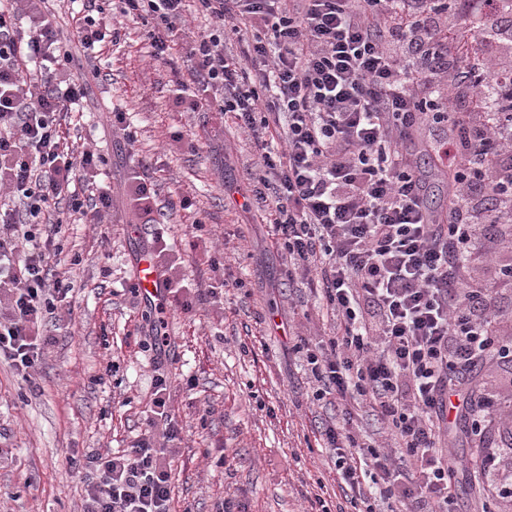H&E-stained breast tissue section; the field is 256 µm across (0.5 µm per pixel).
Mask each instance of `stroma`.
I'll return each instance as SVG.
<instances>
[{
  "label": "stroma",
  "mask_w": 512,
  "mask_h": 512,
  "mask_svg": "<svg viewBox=\"0 0 512 512\" xmlns=\"http://www.w3.org/2000/svg\"><path fill=\"white\" fill-rule=\"evenodd\" d=\"M207 25L188 15L166 61L150 57L139 21L126 22L120 44L99 54L103 77L75 120L106 158L112 221L63 227L71 313L48 320L53 343L34 381L0 361V512H81L84 457L127 448L152 415L149 306L124 289L139 253L152 246L125 195L141 155L157 161L159 200L192 202L167 218L166 276L208 285L214 255L242 280L193 312L166 316L168 394L181 428L173 512H212L228 497L249 512H303L310 492L332 508L345 501L316 430L330 410L312 403L306 360L288 341L292 330L322 335V322L304 285H286L287 260L271 226L242 207L255 146L214 113L191 108L204 91L192 80L187 44ZM114 109L133 113L134 145L113 131ZM198 220L203 230L194 229ZM111 359L120 363L117 375L93 383ZM472 480L469 471L459 478L458 512H512L487 489L469 491Z\"/></svg>",
  "instance_id": "stroma-1"
}]
</instances>
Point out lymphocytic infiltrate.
I'll return each mask as SVG.
<instances>
[{"mask_svg": "<svg viewBox=\"0 0 512 512\" xmlns=\"http://www.w3.org/2000/svg\"><path fill=\"white\" fill-rule=\"evenodd\" d=\"M64 35L50 0H0V359L30 379L50 338L49 315L73 285L61 272L60 202L87 224L112 218L93 193L102 157L64 149L62 127L83 111L98 65L72 71L66 48L121 38V20L148 21L155 58L171 56L187 0H69ZM212 20L190 55L210 109L259 150L246 210L263 214L302 281L333 321L298 337L312 398L331 409L321 438L355 512H456L463 461L441 444L451 372L496 360L512 375V337L498 334L500 290L512 263H495V289L467 275L488 225L512 221V118L490 98L512 66V27L448 20V0H196ZM120 20L106 24L105 13ZM240 44L228 56L224 44ZM420 141L448 184L444 220L432 217ZM128 191L144 223L160 226L152 165ZM168 377L152 378L157 421L128 448L86 456L82 512H171L180 429ZM380 422L366 429V417ZM512 447V396L472 413Z\"/></svg>", "mask_w": 512, "mask_h": 512, "instance_id": "f902f5d3", "label": "lymphocytic infiltrate"}]
</instances>
